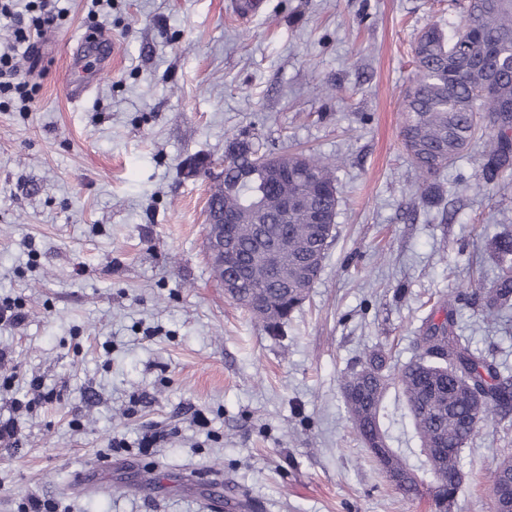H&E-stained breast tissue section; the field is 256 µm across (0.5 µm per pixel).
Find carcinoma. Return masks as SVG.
Wrapping results in <instances>:
<instances>
[{"instance_id":"cac0c4a2","label":"carcinoma","mask_w":512,"mask_h":512,"mask_svg":"<svg viewBox=\"0 0 512 512\" xmlns=\"http://www.w3.org/2000/svg\"><path fill=\"white\" fill-rule=\"evenodd\" d=\"M413 55L416 77L402 100L401 141L422 187L483 138L482 181L491 184L511 172L512 116L499 105L512 103V70L504 65L512 57V0H467L458 27L448 34L425 28ZM227 158V184H235L241 170L256 175L235 192L212 193L213 203L229 214L246 208L259 217L243 218L225 242L241 265L224 276L241 277L234 302L278 335L316 282L304 256L316 249L326 257L335 238L339 165L303 152L262 153L239 138L229 142ZM272 162L287 168L288 178L268 180L264 172ZM299 194L310 196V209L282 210L285 197ZM491 250L493 285L479 289L481 312L490 317L512 311V233L496 237ZM459 300L460 294H448L443 317L426 319L417 337L420 353L397 373H388L385 354L374 350L342 384L364 447L388 446L395 467L434 474L431 494L413 485L400 490L427 499L431 512H451L462 486L461 455L480 424L512 411V376L455 331Z\"/></svg>"}]
</instances>
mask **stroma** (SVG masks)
I'll return each mask as SVG.
<instances>
[{
	"mask_svg": "<svg viewBox=\"0 0 512 512\" xmlns=\"http://www.w3.org/2000/svg\"><path fill=\"white\" fill-rule=\"evenodd\" d=\"M52 44L19 52L38 91L0 107V512H429L357 441L341 391L378 346L392 367L436 301L488 287L486 242L512 225V183L478 186L482 145L420 202L401 145L418 33L457 0H59ZM110 30L111 76L66 94L68 55ZM340 158L336 236L280 335L230 301L203 248L207 168L229 138ZM458 332L512 375V313L463 301ZM53 391L30 406L33 381ZM165 432L156 447L137 443ZM128 446L116 449L113 438ZM512 417L480 425L453 512H493L486 474ZM159 472L149 492L144 468ZM88 475L86 483L73 479Z\"/></svg>",
	"mask_w": 512,
	"mask_h": 512,
	"instance_id": "stroma-1",
	"label": "stroma"
}]
</instances>
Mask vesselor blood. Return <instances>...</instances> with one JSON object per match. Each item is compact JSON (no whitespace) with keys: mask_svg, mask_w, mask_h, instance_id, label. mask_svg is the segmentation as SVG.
Masks as SVG:
<instances>
[{"mask_svg":"<svg viewBox=\"0 0 512 512\" xmlns=\"http://www.w3.org/2000/svg\"><path fill=\"white\" fill-rule=\"evenodd\" d=\"M112 34L103 30L77 42L69 55L71 79L68 96L78 101L84 98L101 80L112 72Z\"/></svg>","mask_w":512,"mask_h":512,"instance_id":"obj_1","label":"vessel or blood"}]
</instances>
